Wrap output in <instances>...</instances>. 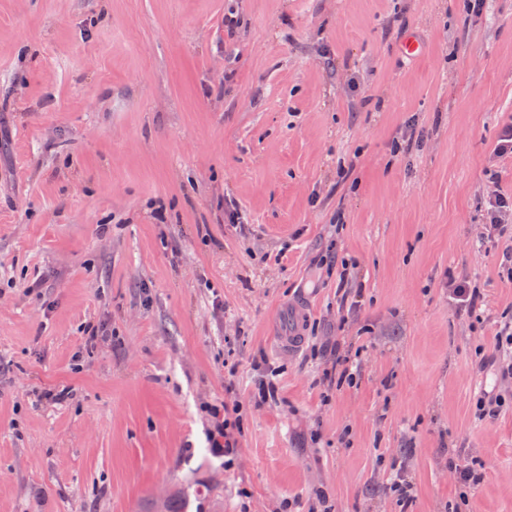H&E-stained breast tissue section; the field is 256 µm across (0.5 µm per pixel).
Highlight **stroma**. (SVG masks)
I'll return each mask as SVG.
<instances>
[{
	"instance_id": "obj_1",
	"label": "stroma",
	"mask_w": 512,
	"mask_h": 512,
	"mask_svg": "<svg viewBox=\"0 0 512 512\" xmlns=\"http://www.w3.org/2000/svg\"><path fill=\"white\" fill-rule=\"evenodd\" d=\"M472 5L0 0V512L177 490L185 512H314L319 489L331 512H512V391L476 414L512 316V236H481L487 190L512 193V0ZM451 276L486 308L457 313ZM294 306L304 342L275 354ZM220 403L244 416L229 466ZM209 416L212 428L208 432L210 448L224 456V462H231L238 454L240 430V411L238 405L224 404L222 410L210 407Z\"/></svg>"
}]
</instances>
